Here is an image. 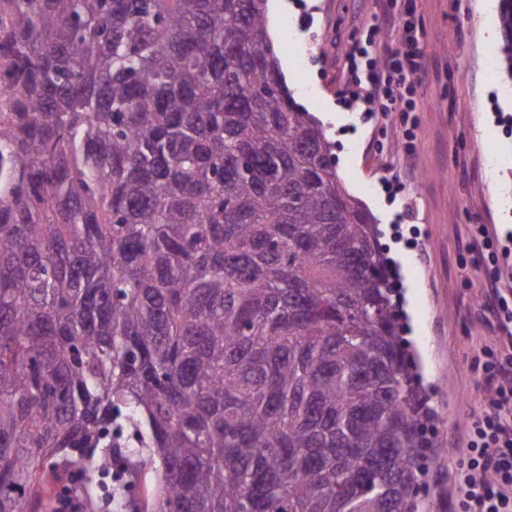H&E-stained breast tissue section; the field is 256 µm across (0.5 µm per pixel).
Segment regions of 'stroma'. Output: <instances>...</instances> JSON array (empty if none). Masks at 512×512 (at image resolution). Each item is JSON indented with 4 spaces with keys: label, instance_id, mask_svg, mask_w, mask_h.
<instances>
[{
    "label": "stroma",
    "instance_id": "stroma-1",
    "mask_svg": "<svg viewBox=\"0 0 512 512\" xmlns=\"http://www.w3.org/2000/svg\"><path fill=\"white\" fill-rule=\"evenodd\" d=\"M288 2L275 43L287 85L322 122L344 187L375 217L400 265L407 337L438 417L421 498L427 512H449L465 430L489 405L475 357L494 330L476 316L483 282L459 248L470 225H487L508 249L500 267L512 286V78L486 72L498 15L486 12L487 0H412L427 69L410 156L400 117L369 119L341 95L346 54L383 0Z\"/></svg>",
    "mask_w": 512,
    "mask_h": 512
}]
</instances>
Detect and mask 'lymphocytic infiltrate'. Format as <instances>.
I'll use <instances>...</instances> for the list:
<instances>
[{"label":"lymphocytic infiltrate","instance_id":"1","mask_svg":"<svg viewBox=\"0 0 512 512\" xmlns=\"http://www.w3.org/2000/svg\"><path fill=\"white\" fill-rule=\"evenodd\" d=\"M396 39L377 55V43L385 28ZM423 32L413 11H383L369 25L365 38L353 41L346 68L352 73L346 94L364 105L368 113L388 117L394 112H413L419 76L425 65ZM498 239L483 224L469 228L464 252L486 279L481 306L496 327L493 347L482 349L481 386L490 396L487 409L473 416L467 429V464L457 474L451 512H512V299L501 287L495 266Z\"/></svg>","mask_w":512,"mask_h":512}]
</instances>
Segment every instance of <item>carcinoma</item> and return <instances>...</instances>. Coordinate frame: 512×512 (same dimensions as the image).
Segmentation results:
<instances>
[{
  "instance_id": "obj_1",
  "label": "carcinoma",
  "mask_w": 512,
  "mask_h": 512,
  "mask_svg": "<svg viewBox=\"0 0 512 512\" xmlns=\"http://www.w3.org/2000/svg\"><path fill=\"white\" fill-rule=\"evenodd\" d=\"M266 2L0 0V512L115 459L150 512H419L396 266Z\"/></svg>"
}]
</instances>
